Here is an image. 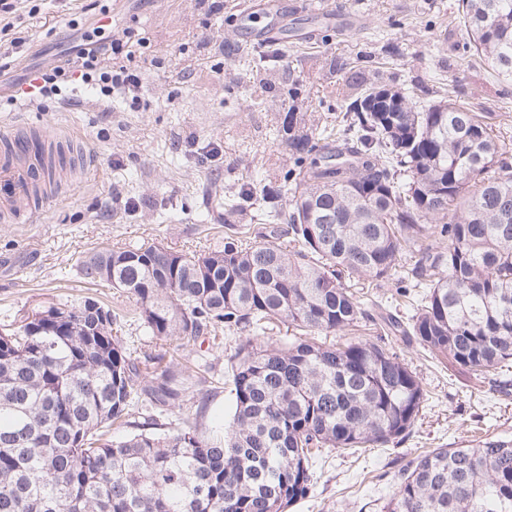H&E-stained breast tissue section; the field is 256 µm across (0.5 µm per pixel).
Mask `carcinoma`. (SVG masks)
I'll list each match as a JSON object with an SVG mask.
<instances>
[{
    "instance_id": "obj_1",
    "label": "carcinoma",
    "mask_w": 512,
    "mask_h": 512,
    "mask_svg": "<svg viewBox=\"0 0 512 512\" xmlns=\"http://www.w3.org/2000/svg\"><path fill=\"white\" fill-rule=\"evenodd\" d=\"M459 15L464 52L512 85V0H461ZM288 150L260 197L247 175L224 199L207 251L146 239L77 264L135 300L146 336L214 353L237 338L222 438L198 415L153 432L204 409L207 370L134 357L124 315L60 300L0 329V512H289L324 451L397 445L428 401L392 349L336 336H403L486 376L512 362V157L481 116L373 81L333 121L288 113ZM115 425L134 432L114 441ZM380 512H512V440L417 455Z\"/></svg>"
}]
</instances>
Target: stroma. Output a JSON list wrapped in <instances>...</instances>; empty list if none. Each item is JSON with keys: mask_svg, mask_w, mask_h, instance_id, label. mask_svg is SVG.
I'll list each match as a JSON object with an SVG mask.
<instances>
[{"mask_svg": "<svg viewBox=\"0 0 512 512\" xmlns=\"http://www.w3.org/2000/svg\"><path fill=\"white\" fill-rule=\"evenodd\" d=\"M248 0H38L14 33L23 44L0 77V126L33 125L64 141L80 175L46 204L36 224L0 223V324L19 310L62 298L100 296L125 315L132 298L90 286L79 257L101 245L135 246L149 238L186 252L224 236L219 197L238 191L242 173L261 193L288 152L278 127L289 108L324 115L340 110L336 91L351 83L342 61L370 60L393 86L416 83L424 101L452 100L483 115L512 149V86L485 60L464 55L457 27L459 0H328L334 14L360 16L356 30L281 44L278 58L258 66L263 45L239 19ZM107 18H100L99 10ZM123 39L120 62L142 80L141 104L75 81L77 106H42L30 88L39 68L62 64L83 35ZM420 371L430 399L411 434L362 455L334 451L292 512H379L395 472L410 458L466 440L512 439V391L500 392L475 372L430 363L417 346L395 342Z\"/></svg>", "mask_w": 512, "mask_h": 512, "instance_id": "1", "label": "stroma"}]
</instances>
